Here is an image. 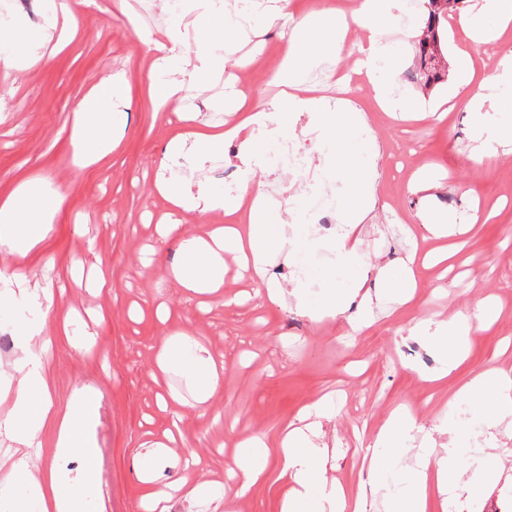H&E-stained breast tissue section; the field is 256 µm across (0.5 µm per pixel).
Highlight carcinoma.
Here are the masks:
<instances>
[{"label":"carcinoma","instance_id":"carcinoma-1","mask_svg":"<svg viewBox=\"0 0 512 512\" xmlns=\"http://www.w3.org/2000/svg\"><path fill=\"white\" fill-rule=\"evenodd\" d=\"M459 3L460 0H427V19L414 40L415 71L411 76L422 91L440 82L448 69L443 54L448 13Z\"/></svg>","mask_w":512,"mask_h":512}]
</instances>
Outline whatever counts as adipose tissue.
Segmentation results:
<instances>
[{
  "mask_svg": "<svg viewBox=\"0 0 512 512\" xmlns=\"http://www.w3.org/2000/svg\"><path fill=\"white\" fill-rule=\"evenodd\" d=\"M395 7V0H355L348 19L334 8L310 11L298 25L282 61L285 90L273 106L244 107L235 124L223 129L203 128L195 132L192 142L175 140L168 145L164 163L180 161L186 168L184 174L160 179L158 184L174 209L202 214L219 210L240 218L239 223L215 228L204 236L186 234L176 218L161 225L162 235L179 242L180 262L174 269V277L182 287L198 293L217 291L224 285V268L231 258L239 268L252 270L254 278L264 281L265 300L277 304L284 299L283 288L267 280L263 267L264 259L280 252L285 244L283 232L268 222L263 184L244 185L240 196L228 202L206 184L191 188L187 177L188 172L202 170L209 157L223 154L225 147L233 143L238 146L236 158L245 169L263 166L264 152L249 130L267 120L268 110H275L282 123L290 115L311 113L319 151L333 159L336 169L351 173L341 207L346 223L362 222L373 208L374 165L371 154L361 148V136L366 131L363 120L344 103L332 105L312 96L304 73L317 58L320 44L327 39L342 43L348 21H355L368 34L364 64L374 76L375 97L393 111L402 110V103L393 96L391 83L399 55L391 43L382 39L395 19ZM459 24L473 43H496L512 26V0H483L481 13H462ZM153 46L158 74L154 93L160 103L166 104L178 98L182 87L165 79L164 74L180 67L187 56L170 37L154 41ZM122 85V76L110 77L89 92L75 114L74 137L96 146L89 163L108 156L117 145L114 131L120 115L114 112L113 102ZM60 203V197L42 194L31 183L20 185L0 199V249L16 257H26L48 235L51 216ZM361 267L357 241L343 236L337 244L334 271L335 276L344 274V281H336L335 276L328 279L324 295L317 302L307 292H299V305L318 318L342 311L362 286L356 277ZM27 302L31 318L14 326L22 356L13 410L0 421V435L14 445L8 459L9 476L0 487V499L7 500L8 512H98L100 463L96 424L100 397L94 391H79L66 411L58 412L42 358L46 345L45 317L54 303V295L48 288L37 285ZM498 317L496 307L481 300L473 311L458 312L450 320L417 323L418 335L431 342L443 356L439 377H446L461 363L474 323L488 324ZM161 362L176 368L195 387L198 402H207L216 392L220 374L216 361L206 351L175 344L163 350ZM449 402L468 404L477 423L490 407L502 416L512 417V373L505 370L478 373L459 387ZM46 426L52 430L56 456L80 458L77 475L54 467L36 470L30 448L37 432ZM414 428V419L396 409L375 434L374 447L390 448L395 453L389 481L372 480L369 488L370 494H384L390 504L388 512H430L434 493L447 492L449 485L459 482L455 465L471 451L470 427H455L446 446L431 441L418 449L416 458L420 469L418 473H409L403 458ZM237 448L234 478L238 494L243 495L264 479L269 450L257 436L239 442ZM280 476L292 483L282 499L280 512H365L363 499L349 500L341 485L327 479L322 451L310 444L303 428L290 429L281 442Z\"/></svg>",
  "mask_w": 512,
  "mask_h": 512,
  "instance_id": "obj_1",
  "label": "adipose tissue"
}]
</instances>
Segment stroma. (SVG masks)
Returning a JSON list of instances; mask_svg holds the SVG:
<instances>
[{
	"label": "stroma",
	"instance_id": "obj_1",
	"mask_svg": "<svg viewBox=\"0 0 512 512\" xmlns=\"http://www.w3.org/2000/svg\"><path fill=\"white\" fill-rule=\"evenodd\" d=\"M403 8L388 37L399 52L394 92L409 102L411 112H384L371 86L356 88L349 97L363 112L366 147L377 174L376 203L354 234L368 267L361 288L365 302L316 321L295 304L294 289L319 294L335 255L333 237H317L300 260L278 254L269 260L277 283L288 293L284 305L256 297L257 282L228 264L224 286L212 294L180 288L171 268L178 244L163 238L158 226L172 207L155 189L165 149L175 136L190 137L198 122H234V102L226 82L201 73L181 99L158 106L151 90L152 44L139 33L159 35L165 29L171 0H70L76 29L59 52L33 48L31 28L42 25L51 0H0V17H21L25 25L14 33L19 55L36 54L24 71L0 64V197L32 181L61 196L45 240L22 260L0 252V266L38 279L58 290L46 317L51 351L46 354L52 395L65 409L75 391L100 396L96 436L101 455L103 512H139L167 485L181 483L173 493L171 512H279L288 489L279 480L277 452L289 424L319 398L332 407L321 421L318 443L331 453L325 464L328 479L357 496L371 479V445L376 430L396 407L412 401L416 416L412 447L448 424H459L448 398L475 374L497 367L512 368V351L504 352L512 336V126L496 134V154L473 161L474 121L463 107L442 116L432 107L450 99L460 79L456 66L458 14L448 17L444 54L448 76L433 91L421 92L411 81L412 43L425 16L420 0H401ZM226 8L239 27L228 29L223 17L200 25L186 12L181 38L188 46L205 40L212 30L224 32L236 59L254 61L247 75V103L271 102L279 92L276 76L287 48L283 22L267 27L248 15L247 0H227ZM120 73L124 85L118 110V147L105 159L85 166L83 155L93 144L73 137L76 106L95 86ZM266 144L269 163L260 178L266 193L283 202L273 217L287 211H307L309 193L292 185L285 165L276 162L279 138L266 127L252 132ZM284 136L294 139L309 159L307 177L314 190L328 195L332 214L349 180L336 172L317 147L316 132L307 116L290 119ZM283 136V137H284ZM211 189L232 198L247 175L234 160L233 147L208 161L198 175ZM418 191H411L412 181ZM450 214L457 229L438 240L424 226L423 216ZM444 243L456 252L447 265L416 268L417 288L405 299L387 292L389 282L404 271L410 255ZM94 264L104 281L92 294L74 281L79 264ZM483 298L500 310L492 326L475 325L468 356L440 383L428 375L442 366V356L427 341L415 337L419 320H440L472 308ZM92 312V334L75 347L82 325L78 314ZM185 334L192 344L213 356H245L246 362L225 371L221 385L207 404H197L180 376L158 361L165 342ZM412 347V355L401 347ZM262 435L272 451L267 478L243 498H234L237 442ZM494 441L505 476L489 481L483 495L462 489L449 491L462 512H512V419L486 410L483 425L474 427L473 452L460 467L471 474L481 462L482 448ZM161 449L151 480L140 464L147 449ZM200 459L196 469L185 458ZM214 488V500L196 504L192 489Z\"/></svg>",
	"mask_w": 512,
	"mask_h": 512
}]
</instances>
